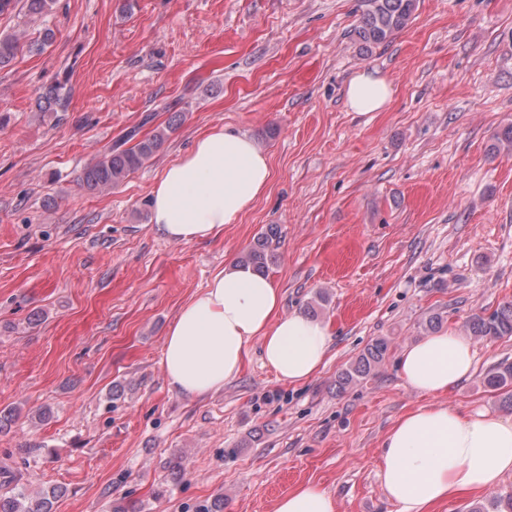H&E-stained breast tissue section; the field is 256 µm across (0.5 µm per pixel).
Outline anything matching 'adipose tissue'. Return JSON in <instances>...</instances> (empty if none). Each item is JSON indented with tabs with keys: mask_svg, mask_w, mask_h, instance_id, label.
I'll return each mask as SVG.
<instances>
[{
	"mask_svg": "<svg viewBox=\"0 0 512 512\" xmlns=\"http://www.w3.org/2000/svg\"><path fill=\"white\" fill-rule=\"evenodd\" d=\"M393 95L388 79L362 71L348 82L346 104L363 114L380 112ZM271 178L268 155L248 134L213 128L163 170L151 193V222L172 242L209 239L251 209ZM280 309V292L269 277L226 266L168 327L161 364L170 388L191 398L223 388L239 374L255 338L279 380L313 379L325 365L330 326L300 313L281 315ZM399 368L404 384L430 401L403 414L382 443L379 477L397 512H430L458 492L496 486L512 473L511 420L484 410L463 413L437 401L473 371L468 336L424 337L403 350ZM274 512H337V505L309 483L280 497Z\"/></svg>",
	"mask_w": 512,
	"mask_h": 512,
	"instance_id": "ef3b65f1",
	"label": "adipose tissue"
}]
</instances>
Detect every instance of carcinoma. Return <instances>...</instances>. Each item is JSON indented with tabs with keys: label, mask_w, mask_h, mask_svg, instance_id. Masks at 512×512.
<instances>
[{
	"label": "carcinoma",
	"mask_w": 512,
	"mask_h": 512,
	"mask_svg": "<svg viewBox=\"0 0 512 512\" xmlns=\"http://www.w3.org/2000/svg\"><path fill=\"white\" fill-rule=\"evenodd\" d=\"M363 10L353 35L363 49L369 50L387 42L405 28L417 9V0H361ZM20 50L19 39L15 36H0V67L9 65ZM68 92L59 84L41 95L39 108L52 111L55 107L66 108ZM172 126L157 128L153 133L132 147L109 148L101 157L87 165L80 176V182L89 192L112 189L121 185L132 173L142 168L162 147ZM279 238L278 225L270 224L255 239L254 243L239 258V263L249 265L265 273L276 260L273 243ZM470 331L487 338L512 336V303L500 306L488 316H476L469 324ZM389 351V340L379 337L339 373L336 379L338 391L367 378L385 360ZM485 386L500 392L504 406L512 408V363H502L489 371L483 379ZM63 493L62 488L52 487L49 491L31 496L26 489L15 482L9 474L0 481V512H53V500ZM471 512H512V495L491 501V507L476 506Z\"/></svg>",
	"instance_id": "carcinoma-1"
}]
</instances>
